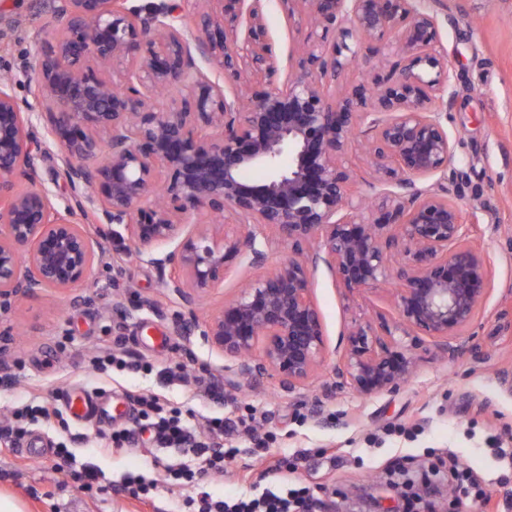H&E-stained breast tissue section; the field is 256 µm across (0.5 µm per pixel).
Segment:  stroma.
Masks as SVG:
<instances>
[{"label": "stroma", "instance_id": "1", "mask_svg": "<svg viewBox=\"0 0 512 512\" xmlns=\"http://www.w3.org/2000/svg\"><path fill=\"white\" fill-rule=\"evenodd\" d=\"M416 4L437 12L440 42L455 67L448 132L458 142L456 164L468 170L480 193L460 205L492 269L484 309L458 339L462 352L447 357L424 342L413 375L393 393L364 397L338 387L336 366L350 327L396 312L382 290L346 291L322 264L312 274L326 343L316 375L291 392L275 376L260 378L248 390L231 389L235 361L212 351L204 337L186 342L176 330L191 314L205 321L238 294L254 269L236 267L190 308L162 288L156 268L138 257L122 231L105 243L107 253L122 257L121 274L95 267L92 287L48 289L0 316V325L15 335L14 378L0 383V424L15 406L74 386L120 396L153 392L199 430L208 416L223 413L224 445L241 454L223 475L202 476L200 484L212 498L261 494L275 469L291 464L319 498L318 512H407V501L421 492L426 499L418 504L420 512H498L499 503L512 497V468L493 454L496 442L512 441V0ZM266 20L281 65L289 67L308 29L288 19L279 0H267ZM57 33L49 0H0V74L15 76L18 98L30 96L23 79L34 64L35 44ZM159 330L169 338L162 348L153 341ZM107 348L155 369L98 378L90 360ZM161 365L180 366L181 379L160 377ZM209 384L222 391L220 402L206 392ZM42 437L51 447L68 443L77 461L99 470L104 482L140 475L158 488L146 501L88 492L55 468L53 459L26 464L0 452V497L14 500L23 512H191L188 491L165 481V467L179 466L184 456L158 447L152 429L140 432L138 448L116 456L98 453L97 428L68 417ZM453 461L483 481L488 504L462 492L449 497L444 483L423 486L425 466L444 472Z\"/></svg>", "mask_w": 512, "mask_h": 512}]
</instances>
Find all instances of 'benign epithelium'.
I'll return each mask as SVG.
<instances>
[{
    "label": "benign epithelium",
    "mask_w": 512,
    "mask_h": 512,
    "mask_svg": "<svg viewBox=\"0 0 512 512\" xmlns=\"http://www.w3.org/2000/svg\"><path fill=\"white\" fill-rule=\"evenodd\" d=\"M191 2L206 4L196 28L184 23ZM264 2L50 0L60 33L35 46L33 101L0 82V316L47 288L87 283L121 227L187 306L239 265L264 269L203 329L192 319L178 335L189 343L200 334L236 361L233 388L269 375L291 392L324 357L311 282L324 263L350 292L396 285L398 322L355 325L338 368L361 394L393 392L422 337L457 352L452 341L491 287L457 203L469 177L444 126L455 76L438 18L413 0H279L287 17L302 12L322 30L282 79ZM334 29L340 42L329 46ZM364 47L398 56L395 69L330 98L327 82ZM202 61L224 70L232 96ZM158 89L180 96L159 105ZM363 126L365 153L389 184L373 208L341 164ZM52 155L69 190L62 209L37 180L38 162ZM252 167L267 177L244 179ZM434 176L437 187L416 185ZM77 211L93 229L75 221ZM188 224L202 230L187 233ZM274 242L289 255L272 266ZM12 349L13 332L0 329L3 377Z\"/></svg>",
    "instance_id": "obj_1"
}]
</instances>
